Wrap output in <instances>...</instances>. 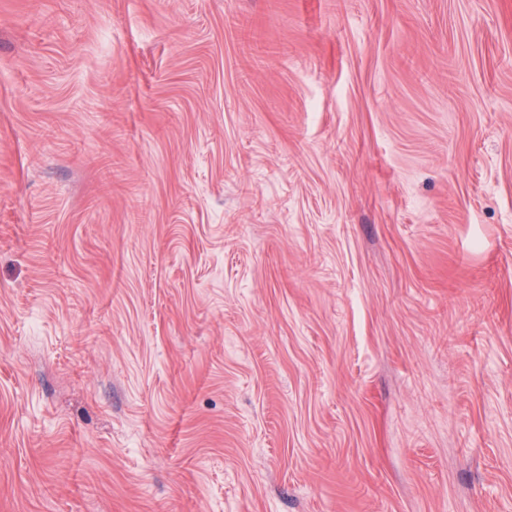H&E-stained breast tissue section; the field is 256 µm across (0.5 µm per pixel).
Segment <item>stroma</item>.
I'll list each match as a JSON object with an SVG mask.
<instances>
[{"mask_svg": "<svg viewBox=\"0 0 512 512\" xmlns=\"http://www.w3.org/2000/svg\"><path fill=\"white\" fill-rule=\"evenodd\" d=\"M0 512H512V0H0Z\"/></svg>", "mask_w": 512, "mask_h": 512, "instance_id": "35a3bbf8", "label": "stroma"}]
</instances>
